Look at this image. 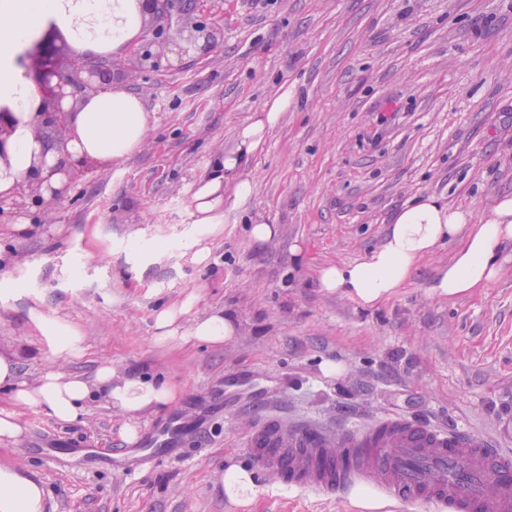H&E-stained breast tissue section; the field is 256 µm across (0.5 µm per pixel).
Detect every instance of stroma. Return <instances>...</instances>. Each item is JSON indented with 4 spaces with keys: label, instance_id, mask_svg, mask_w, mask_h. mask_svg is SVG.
Segmentation results:
<instances>
[{
    "label": "stroma",
    "instance_id": "stroma-1",
    "mask_svg": "<svg viewBox=\"0 0 512 512\" xmlns=\"http://www.w3.org/2000/svg\"><path fill=\"white\" fill-rule=\"evenodd\" d=\"M193 18L216 25L215 47L189 42L176 9L156 65L112 56L113 84L152 116L141 150L93 161L54 216L35 198L0 209V352L17 355L20 379L54 363L28 317L37 308L87 338L84 358L58 368L144 371L180 398L144 418L127 447L122 416L104 404L65 426L22 409L25 432L0 444V463L42 479L51 512H433L286 489L248 436L270 403L288 422L402 414L512 449V244L500 279L452 303L428 294L449 244L374 310L316 281L323 264L377 247L415 196L478 214L512 197V0H210ZM285 90L287 111L244 168L250 202L226 206L208 262L196 263L194 190ZM255 222L278 225V237L256 245ZM192 292L184 324L223 311L235 339L158 346L157 309ZM327 361L343 373L325 376ZM176 417L188 428L156 460L151 444ZM229 457L255 469L251 508L224 495Z\"/></svg>",
    "mask_w": 512,
    "mask_h": 512
}]
</instances>
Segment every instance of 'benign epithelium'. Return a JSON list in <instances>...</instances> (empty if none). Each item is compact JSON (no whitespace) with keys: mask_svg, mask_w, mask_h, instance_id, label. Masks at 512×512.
Returning a JSON list of instances; mask_svg holds the SVG:
<instances>
[{"mask_svg":"<svg viewBox=\"0 0 512 512\" xmlns=\"http://www.w3.org/2000/svg\"><path fill=\"white\" fill-rule=\"evenodd\" d=\"M144 14L158 19L168 16L174 0H140ZM162 28L151 30L152 38L145 35L128 45L131 56L141 64H153L152 46L160 39ZM204 38L206 44L215 43V32L204 23L190 26L189 40ZM112 66L110 58L75 52L68 40L54 25L48 26L42 37L35 42L26 54V77L37 89L41 98L39 119L35 125V137L46 149L64 152V158L51 168V173L62 174L72 182L82 176L91 163V159L82 157L71 159L67 144L72 138V129L68 123L69 113L75 108L67 106V99L75 93L85 96L110 88L112 84ZM15 118L12 110L0 109V162L8 161V140L14 129ZM41 185L23 182L18 185L11 206L22 207L26 197L40 195Z\"/></svg>","mask_w":512,"mask_h":512,"instance_id":"obj_1","label":"benign epithelium"}]
</instances>
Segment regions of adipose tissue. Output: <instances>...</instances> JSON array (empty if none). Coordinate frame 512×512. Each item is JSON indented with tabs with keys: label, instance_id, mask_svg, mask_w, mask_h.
I'll use <instances>...</instances> for the list:
<instances>
[{
	"label": "adipose tissue",
	"instance_id": "obj_1",
	"mask_svg": "<svg viewBox=\"0 0 512 512\" xmlns=\"http://www.w3.org/2000/svg\"><path fill=\"white\" fill-rule=\"evenodd\" d=\"M143 13L138 0H0V103L11 108L18 125L10 139L9 164L0 165V195L11 196L18 183H41L43 189H61L63 175L52 174L58 157L44 152L33 136L31 124L39 105L37 90L28 83L19 62L22 50L38 30L54 24L66 30L83 52L104 54L120 50L142 31ZM289 104L288 94L266 101L252 121L237 133L234 152L225 155L223 169L202 182L192 197V240L196 262H207V241L219 235L224 224V203L246 205L253 196L250 178L236 177L244 160L255 153L268 131L276 127ZM71 124L76 137L69 144L73 156H88L119 163L144 143L151 125L140 96L112 89L84 98ZM512 241V197L496 198L486 214L448 205L442 197L426 194L413 197L393 213L381 244L362 258L329 263L318 271L322 291L372 309L405 287L421 263L444 244L454 250L437 268L429 293L452 302L488 287L503 273L499 262L502 245ZM196 294L180 304L161 308L155 317L156 340L161 344L195 341L219 345L233 339L236 321L212 313L183 327L181 319L194 306ZM29 318L40 330L52 359L81 358L86 338L78 325L48 318L29 309ZM0 386L8 389L16 408L0 410V441L18 440L23 433L20 408L35 407L56 422L69 425L86 416L92 401L100 400L126 419L119 436L126 444L139 439V420L171 404L176 388L155 383L142 374H122L109 366L92 377L47 368L35 384L18 377L17 360L0 355ZM49 499L44 482L23 468L0 463V512H47Z\"/></svg>",
	"mask_w": 512,
	"mask_h": 512
}]
</instances>
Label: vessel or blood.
Wrapping results in <instances>:
<instances>
[{"label":"vessel or blood","instance_id":"vessel-or-blood-1","mask_svg":"<svg viewBox=\"0 0 512 512\" xmlns=\"http://www.w3.org/2000/svg\"><path fill=\"white\" fill-rule=\"evenodd\" d=\"M260 463L289 488L342 496L367 486L434 512H512V450L468 428H441L402 415L284 430L268 412L249 437Z\"/></svg>","mask_w":512,"mask_h":512}]
</instances>
